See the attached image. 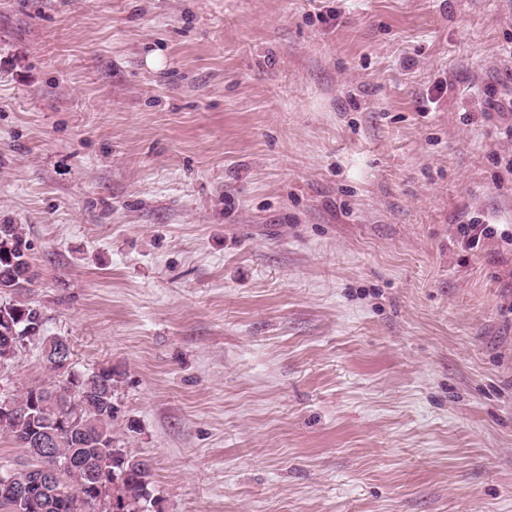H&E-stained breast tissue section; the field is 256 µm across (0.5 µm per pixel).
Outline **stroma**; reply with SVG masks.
<instances>
[{
    "label": "stroma",
    "instance_id": "1",
    "mask_svg": "<svg viewBox=\"0 0 512 512\" xmlns=\"http://www.w3.org/2000/svg\"><path fill=\"white\" fill-rule=\"evenodd\" d=\"M510 123L512 0H0V224L162 512H512ZM471 220L470 224H460L458 232L465 244L470 248H478L489 242L502 241L512 245V229L505 228L499 231L496 226H508L507 224H482L483 222Z\"/></svg>",
    "mask_w": 512,
    "mask_h": 512
}]
</instances>
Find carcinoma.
I'll list each match as a JSON object with an SVG mask.
<instances>
[{
	"label": "carcinoma",
	"instance_id": "carcinoma-1",
	"mask_svg": "<svg viewBox=\"0 0 512 512\" xmlns=\"http://www.w3.org/2000/svg\"><path fill=\"white\" fill-rule=\"evenodd\" d=\"M31 243L21 225L0 224V365L8 366L28 343L41 350L56 344L57 337L45 334L42 308L28 299L34 277H21L16 267L32 268ZM121 372L110 365L92 372L66 371L52 389L32 388L9 396L10 415L0 419V431L25 451L24 468H40L48 461L32 454L31 437L39 423L66 419L55 452L72 455L73 466L58 474L60 486L69 495L45 494L25 512H83L75 507L78 494H91L85 488V474L94 470L102 484L121 485L118 501L123 512H151L153 467L132 453L114 433L118 409L114 404Z\"/></svg>",
	"mask_w": 512,
	"mask_h": 512
}]
</instances>
